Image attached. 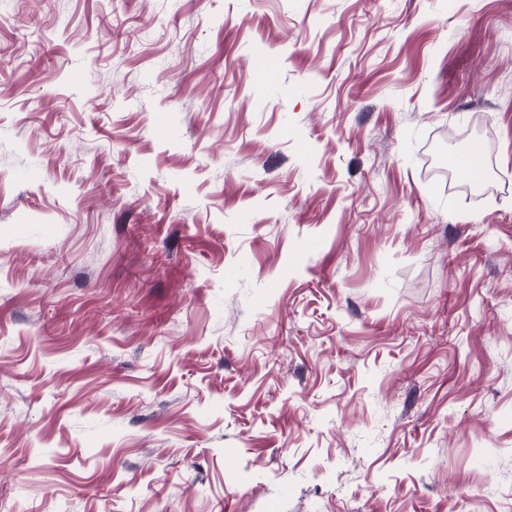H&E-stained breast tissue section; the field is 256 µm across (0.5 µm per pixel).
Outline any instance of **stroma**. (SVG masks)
I'll use <instances>...</instances> for the list:
<instances>
[{"instance_id":"1","label":"stroma","mask_w":512,"mask_h":512,"mask_svg":"<svg viewBox=\"0 0 512 512\" xmlns=\"http://www.w3.org/2000/svg\"><path fill=\"white\" fill-rule=\"evenodd\" d=\"M0 512H512V0H0ZM478 156H482V148L478 143H473L467 152L454 156L451 163L455 170L460 171L467 167L470 160ZM481 171L482 167L479 161L473 168L465 169L460 174L469 181L476 182L480 179Z\"/></svg>"}]
</instances>
